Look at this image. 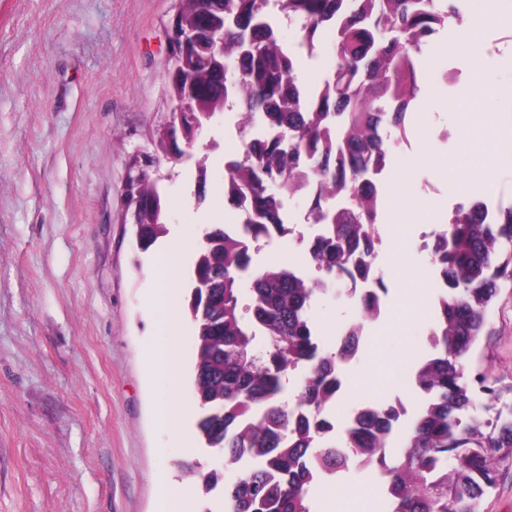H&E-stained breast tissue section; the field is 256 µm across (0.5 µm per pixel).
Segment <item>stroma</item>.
Segmentation results:
<instances>
[{
  "instance_id": "stroma-1",
  "label": "stroma",
  "mask_w": 512,
  "mask_h": 512,
  "mask_svg": "<svg viewBox=\"0 0 512 512\" xmlns=\"http://www.w3.org/2000/svg\"><path fill=\"white\" fill-rule=\"evenodd\" d=\"M501 27L462 43L485 0H461L458 18L426 53L434 70L406 111L405 127L433 131L414 150L397 146L398 169L377 175L383 196L377 261L388 312L365 324L364 342L332 406L344 417L368 399L419 395L392 388L388 372L416 367L431 348L437 294L421 235L474 199L512 203V166L484 180V141L512 155V0H498ZM177 0H0V512H154L158 478L183 491L191 512L214 507L183 462L225 472L224 456L197 438L190 380L194 328L185 277L205 233L238 223L224 203L225 164L241 136L216 117L181 161L162 162L167 234L141 251L126 220L127 183L157 152L170 112L164 79ZM464 79L448 82L445 72ZM406 195L395 202L391 190ZM176 260L175 316L150 303L160 253ZM316 328L356 321L333 293L313 302ZM175 347L178 379L160 390L148 352ZM479 391L494 383L512 405V279L502 282L488 324L466 362ZM346 496L334 512H386L373 469L340 471Z\"/></svg>"
}]
</instances>
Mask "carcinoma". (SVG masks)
Wrapping results in <instances>:
<instances>
[{
    "mask_svg": "<svg viewBox=\"0 0 512 512\" xmlns=\"http://www.w3.org/2000/svg\"><path fill=\"white\" fill-rule=\"evenodd\" d=\"M300 23L299 47L314 49L322 29L336 28L335 64L316 91L299 86L295 58L283 49L271 2ZM443 0H181L178 24L200 37L178 69L165 74L170 99L194 116L235 110L274 135L229 161L224 202L247 209L233 228L206 233L190 275L195 330L192 384L197 433L224 453L238 475L224 482L199 473L209 494L222 487L226 512H313L314 471L372 463L385 480L388 512H482L500 469L512 464V415L487 421L464 383L466 358L482 335L499 281L512 265V206L485 223L478 207L459 206L432 248L441 295L429 328L435 354L413 371L427 400L393 456L397 414L379 405L345 430L339 452L322 446L325 416L339 394L340 364L358 349L359 328L335 351L323 350L309 309L325 287L367 276L381 243V197L367 175L391 165L388 131L403 126L419 90L424 50L448 19ZM180 126L159 137L181 158ZM310 196L320 226L310 243L317 275L303 278L254 255L288 232L282 201L271 191ZM164 192L147 182L132 224L141 250L167 233ZM249 304L242 311V287ZM383 281L361 304L365 319L382 313Z\"/></svg>",
    "mask_w": 512,
    "mask_h": 512,
    "instance_id": "obj_1",
    "label": "carcinoma"
}]
</instances>
